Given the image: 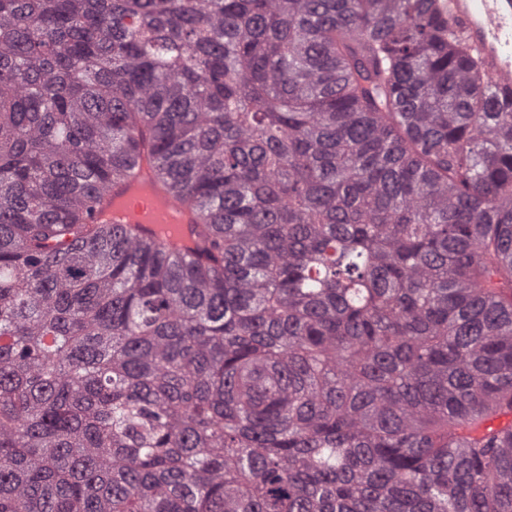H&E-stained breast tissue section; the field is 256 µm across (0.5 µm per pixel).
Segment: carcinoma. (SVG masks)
I'll list each match as a JSON object with an SVG mask.
<instances>
[{
	"label": "carcinoma",
	"instance_id": "cac0c4a2",
	"mask_svg": "<svg viewBox=\"0 0 512 512\" xmlns=\"http://www.w3.org/2000/svg\"><path fill=\"white\" fill-rule=\"evenodd\" d=\"M142 157L185 251L93 219ZM0 512H512V88L448 0H0Z\"/></svg>",
	"mask_w": 512,
	"mask_h": 512
}]
</instances>
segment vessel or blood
Instances as JSON below:
<instances>
[{"label":"vessel or blood","mask_w":512,"mask_h":512,"mask_svg":"<svg viewBox=\"0 0 512 512\" xmlns=\"http://www.w3.org/2000/svg\"><path fill=\"white\" fill-rule=\"evenodd\" d=\"M451 13L468 38L482 48L489 69L500 82H512V0H451ZM95 218L151 228L158 224H189L192 213L180 199L134 187L116 197L110 209L96 211Z\"/></svg>","instance_id":"obj_1"}]
</instances>
